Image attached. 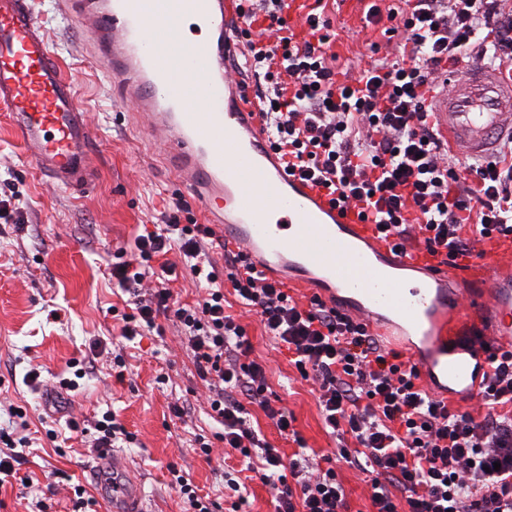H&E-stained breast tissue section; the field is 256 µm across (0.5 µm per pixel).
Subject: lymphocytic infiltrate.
Instances as JSON below:
<instances>
[{"instance_id": "lymphocytic-infiltrate-1", "label": "lymphocytic infiltrate", "mask_w": 512, "mask_h": 512, "mask_svg": "<svg viewBox=\"0 0 512 512\" xmlns=\"http://www.w3.org/2000/svg\"><path fill=\"white\" fill-rule=\"evenodd\" d=\"M268 42L245 59L255 94L288 170L315 177L344 205L403 246L469 258L481 244L512 239V133L495 149L453 165L428 93L449 65L473 58L512 78V0H402L368 23L388 20L399 57L337 78L336 33L325 0L306 14L309 37L297 41L286 0H248ZM207 230L178 211L139 235L134 258L112 276L133 297L122 335L132 339L173 314L184 330L198 376L207 382L225 447L273 492L275 512H345L336 463L367 474L373 512H512V351H490L478 412L461 411L426 391L402 353L386 348L366 323L314 296L292 299L280 284L225 250L235 296L252 308L266 335L286 348L301 378H313L326 433L336 448L317 467L306 450L284 459L248 419L256 405L279 433L296 437L294 418L268 395L266 371L251 360L245 328L224 310V291L205 260ZM178 250L193 278L207 284L196 305H175L166 286L175 268L156 257Z\"/></svg>"}]
</instances>
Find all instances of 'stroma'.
<instances>
[{"instance_id": "obj_1", "label": "stroma", "mask_w": 512, "mask_h": 512, "mask_svg": "<svg viewBox=\"0 0 512 512\" xmlns=\"http://www.w3.org/2000/svg\"><path fill=\"white\" fill-rule=\"evenodd\" d=\"M365 5L338 0L328 13L339 34L335 51L342 69L355 71L371 55L390 54L385 37L366 26ZM35 8L90 114L97 182L84 195L52 187L0 112V198L15 202L0 213V427L11 428L13 408H22L33 447L18 478L0 487V512H108L95 480L98 455L89 449L94 425L108 410L133 437L116 443L113 453L142 489V512H186L170 485L173 468L227 512L224 471L241 468L242 461L214 438L220 426L210 416L206 384L181 328L161 317L154 329L124 339L119 314L128 296L111 277L113 264L132 257L137 236L160 223L174 203L183 202L185 224L198 219V207L164 166L162 146L130 125L80 19L51 0H35ZM224 296L295 429L316 453L330 451L334 443L324 431L314 385L300 379L287 350L265 336L254 312L232 291ZM117 356L126 365L121 381L112 375ZM74 360L88 362L87 374L77 390L58 398V379ZM31 370L39 375L32 387L23 382ZM56 398L64 406L59 413L51 410ZM176 404L185 407L184 416L172 414ZM52 428L58 431L54 441L45 436ZM201 435L213 442L210 456L198 450ZM24 476L29 485L21 484ZM79 483L90 500L83 509L75 505Z\"/></svg>"}]
</instances>
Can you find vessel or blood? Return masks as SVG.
Returning <instances> with one entry per match:
<instances>
[{"instance_id":"1","label":"vessel or blood","mask_w":512,"mask_h":512,"mask_svg":"<svg viewBox=\"0 0 512 512\" xmlns=\"http://www.w3.org/2000/svg\"><path fill=\"white\" fill-rule=\"evenodd\" d=\"M57 4L82 18L120 101L164 140L175 180L214 235L292 297L342 296L366 324L418 338L427 350L415 360L421 381L453 402L476 398L484 343L512 348V244L445 265L423 246L395 247L358 208L339 207L327 189L289 173L233 67L259 28L247 0ZM510 110L512 83L472 65L444 99L442 132L458 152L482 154ZM0 112L50 183L94 188L87 114L32 0H0ZM103 492L112 512H139V485L116 481Z\"/></svg>"}]
</instances>
